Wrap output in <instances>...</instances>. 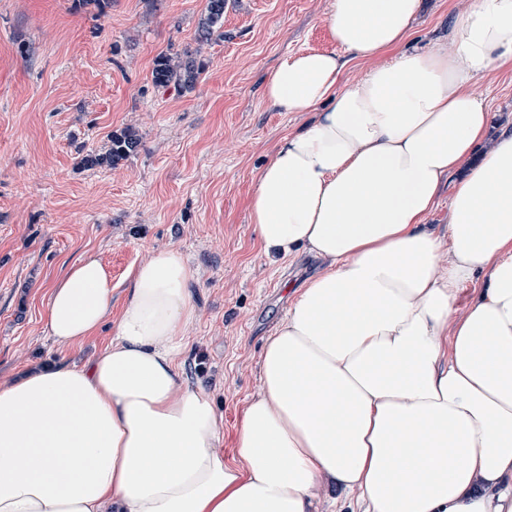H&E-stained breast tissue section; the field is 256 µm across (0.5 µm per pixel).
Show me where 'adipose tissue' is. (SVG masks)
I'll list each match as a JSON object with an SVG mask.
<instances>
[{
    "instance_id": "adipose-tissue-1",
    "label": "adipose tissue",
    "mask_w": 512,
    "mask_h": 512,
    "mask_svg": "<svg viewBox=\"0 0 512 512\" xmlns=\"http://www.w3.org/2000/svg\"><path fill=\"white\" fill-rule=\"evenodd\" d=\"M421 9L332 0L335 51L267 82L270 106L311 119L276 144L250 220L267 257L324 267L265 341L232 460L181 375L197 272L167 248L132 271L104 350L0 381V512H315L321 486L363 512H512V128L472 160L491 115L470 90L512 67V0H473L448 51L403 49ZM345 54L368 68L342 88ZM458 170L443 236L426 217ZM110 317L89 255L44 328L65 350Z\"/></svg>"
}]
</instances>
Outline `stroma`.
I'll use <instances>...</instances> for the list:
<instances>
[{
  "instance_id": "1",
  "label": "stroma",
  "mask_w": 512,
  "mask_h": 512,
  "mask_svg": "<svg viewBox=\"0 0 512 512\" xmlns=\"http://www.w3.org/2000/svg\"><path fill=\"white\" fill-rule=\"evenodd\" d=\"M331 2L230 0L222 34L202 48L204 73L180 92L154 85V60L198 48L205 0H0V381L102 351L132 271L176 247L200 272L183 374L211 393L232 453L263 343L320 268L304 252L270 260L250 222L261 168L310 119L272 108L263 85L289 56L335 50ZM472 2L424 0L410 47H446L452 17ZM471 89L496 122H512V68ZM128 128L142 137L137 154L82 166ZM87 254L112 278L114 316L63 351L44 330L49 291Z\"/></svg>"
}]
</instances>
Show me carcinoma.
Returning <instances> with one entry per match:
<instances>
[{"mask_svg":"<svg viewBox=\"0 0 512 512\" xmlns=\"http://www.w3.org/2000/svg\"><path fill=\"white\" fill-rule=\"evenodd\" d=\"M227 0H206L199 26L198 47L183 53H161L152 70L153 83L158 87H175L180 90L193 88L205 68L201 59L202 46L207 43L213 33L224 24V9ZM141 137L133 130H126L111 138L108 149L99 154H89L83 159L87 168L98 166H116L120 161L138 152Z\"/></svg>","mask_w":512,"mask_h":512,"instance_id":"obj_1","label":"carcinoma"}]
</instances>
